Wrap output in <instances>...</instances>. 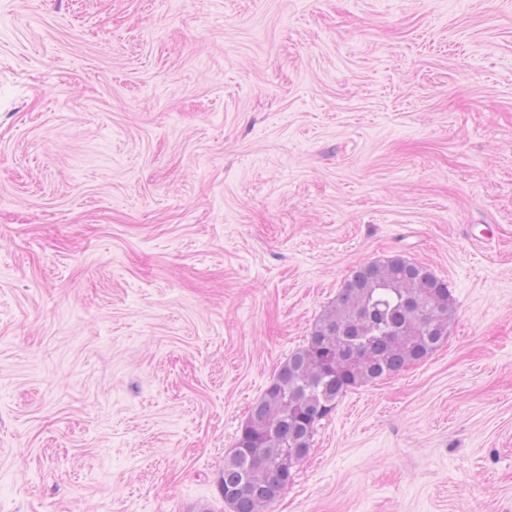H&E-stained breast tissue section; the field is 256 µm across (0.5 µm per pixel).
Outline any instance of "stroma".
<instances>
[{"mask_svg":"<svg viewBox=\"0 0 512 512\" xmlns=\"http://www.w3.org/2000/svg\"><path fill=\"white\" fill-rule=\"evenodd\" d=\"M396 254L448 341L270 512H512V0H0V512H230L253 403Z\"/></svg>","mask_w":512,"mask_h":512,"instance_id":"1","label":"stroma"}]
</instances>
